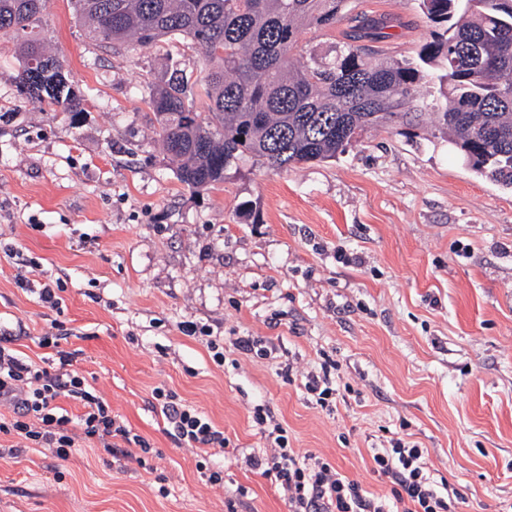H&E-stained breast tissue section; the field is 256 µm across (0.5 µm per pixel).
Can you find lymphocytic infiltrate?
<instances>
[{"label":"lymphocytic infiltrate","instance_id":"obj_1","mask_svg":"<svg viewBox=\"0 0 512 512\" xmlns=\"http://www.w3.org/2000/svg\"><path fill=\"white\" fill-rule=\"evenodd\" d=\"M9 336L0 337V433L10 436L1 449L18 456L28 448H49L69 456L80 440L95 439L111 448L113 439L148 451V442L131 433L112 413L103 389L88 386L69 352H59L55 365L42 367L11 348ZM338 362L320 368L287 366V381H300L308 400L331 409L338 394L335 374ZM179 447L211 457L231 451L223 430L199 408L182 403L172 391H153ZM79 402L80 432L68 430L69 412L63 403ZM254 423L265 448L245 455V464L271 483L288 503V512H457L458 497L438 485L431 473L427 449L402 437L388 447L373 449V470L387 478L389 490L374 494L344 475L327 457L289 447L288 435L276 413L257 407Z\"/></svg>","mask_w":512,"mask_h":512}]
</instances>
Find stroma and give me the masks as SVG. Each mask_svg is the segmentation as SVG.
<instances>
[{
	"instance_id": "1",
	"label": "stroma",
	"mask_w": 512,
	"mask_h": 512,
	"mask_svg": "<svg viewBox=\"0 0 512 512\" xmlns=\"http://www.w3.org/2000/svg\"><path fill=\"white\" fill-rule=\"evenodd\" d=\"M361 11L401 19L384 43L397 58L431 30L415 0H351ZM42 36L83 100L75 117L26 103L17 40L0 37V330L42 366L73 353L153 451L89 439L64 459L0 457V512H216L196 454L166 433L158 386L243 453L263 447L252 409L269 404L290 447L380 494L372 449L411 434L458 512H512V191L426 129L373 130L338 159L285 171L246 158L193 190L147 98L175 68L201 84V49L181 36L101 47L69 0H47ZM23 260L62 288L61 309L19 287ZM240 336L258 353L238 351ZM325 355L340 364L330 412L280 375ZM209 467L239 512H288L240 457Z\"/></svg>"
}]
</instances>
